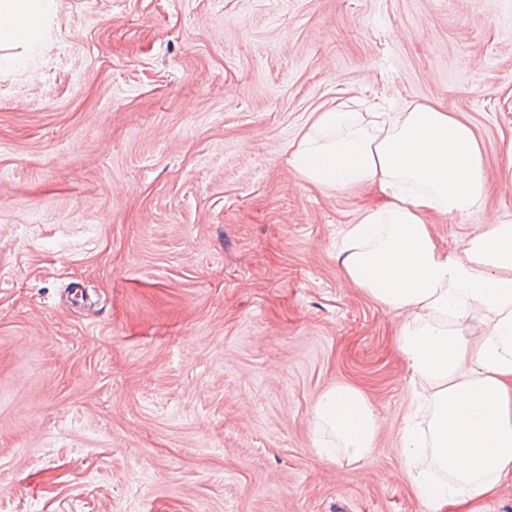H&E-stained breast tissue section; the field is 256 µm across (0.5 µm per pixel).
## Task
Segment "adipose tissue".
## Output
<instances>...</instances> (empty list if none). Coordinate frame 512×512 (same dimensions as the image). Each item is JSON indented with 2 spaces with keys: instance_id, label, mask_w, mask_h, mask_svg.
Listing matches in <instances>:
<instances>
[{
  "instance_id": "adipose-tissue-1",
  "label": "adipose tissue",
  "mask_w": 512,
  "mask_h": 512,
  "mask_svg": "<svg viewBox=\"0 0 512 512\" xmlns=\"http://www.w3.org/2000/svg\"><path fill=\"white\" fill-rule=\"evenodd\" d=\"M55 0H0V40L40 43ZM296 173L321 190L372 185L380 205L364 209L343 237L346 280L403 314L398 349L424 381L430 414L423 434L404 428V462L429 452L439 483L410 474L429 512L477 505L512 481V218L472 238L462 255L441 252L433 218L476 213L487 193L482 144L471 126L427 101L387 112L315 113L291 153ZM492 317L479 337L471 312ZM315 427L358 461L368 460L374 411L357 388L339 384L313 411Z\"/></svg>"
}]
</instances>
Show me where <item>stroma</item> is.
Listing matches in <instances>:
<instances>
[{
	"label": "stroma",
	"mask_w": 512,
	"mask_h": 512,
	"mask_svg": "<svg viewBox=\"0 0 512 512\" xmlns=\"http://www.w3.org/2000/svg\"><path fill=\"white\" fill-rule=\"evenodd\" d=\"M437 101L512 215V0H55L0 73V512H428L402 319L341 274L379 201L288 159L314 113ZM339 383L378 423L327 460ZM315 428L328 430L336 448L357 461H367L377 431L374 411L357 388L338 384L326 391L313 411Z\"/></svg>",
	"instance_id": "1"
}]
</instances>
